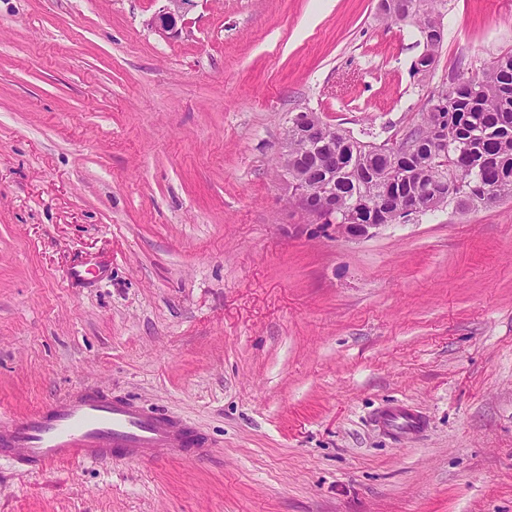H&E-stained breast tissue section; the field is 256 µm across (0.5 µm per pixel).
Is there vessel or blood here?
I'll return each mask as SVG.
<instances>
[{
  "instance_id": "b4317fda",
  "label": "vessel or blood",
  "mask_w": 512,
  "mask_h": 512,
  "mask_svg": "<svg viewBox=\"0 0 512 512\" xmlns=\"http://www.w3.org/2000/svg\"><path fill=\"white\" fill-rule=\"evenodd\" d=\"M382 420L391 428L415 433L420 418L389 410ZM205 439L186 421L136 402L84 390L34 410L21 419L0 411V461L24 470L45 471L71 461L99 463L120 455L134 460L197 458Z\"/></svg>"
}]
</instances>
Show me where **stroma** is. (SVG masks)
<instances>
[{"label": "stroma", "mask_w": 512, "mask_h": 512, "mask_svg": "<svg viewBox=\"0 0 512 512\" xmlns=\"http://www.w3.org/2000/svg\"><path fill=\"white\" fill-rule=\"evenodd\" d=\"M164 5L0 0V407L92 387L210 454L0 463V512H512V197L345 239L279 165L305 109L401 136L512 0H446L419 74L380 0H196L167 39ZM384 423L395 430H403L408 433H416L422 427V421L417 416L408 415L402 409L388 410L381 415ZM400 421H403L400 426Z\"/></svg>", "instance_id": "1"}]
</instances>
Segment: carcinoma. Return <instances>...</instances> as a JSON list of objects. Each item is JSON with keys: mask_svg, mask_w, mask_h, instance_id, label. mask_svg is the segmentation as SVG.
Here are the masks:
<instances>
[{"mask_svg": "<svg viewBox=\"0 0 512 512\" xmlns=\"http://www.w3.org/2000/svg\"><path fill=\"white\" fill-rule=\"evenodd\" d=\"M439 2L381 0L390 20L425 17L429 53L420 61L424 67L433 65L442 42ZM428 111L430 125L414 123L406 131L417 148L393 155L390 162L373 157L372 144L324 124L336 153L355 160L334 173L317 163L316 145L288 128V152L304 156V165L288 166V188L309 178L333 188L337 224L354 210L374 213L379 224L399 223L408 215L407 194L418 188L438 193L437 209L462 197L488 205L512 195V52L499 55L482 74L432 97Z\"/></svg>", "mask_w": 512, "mask_h": 512, "instance_id": "obj_1", "label": "carcinoma"}]
</instances>
